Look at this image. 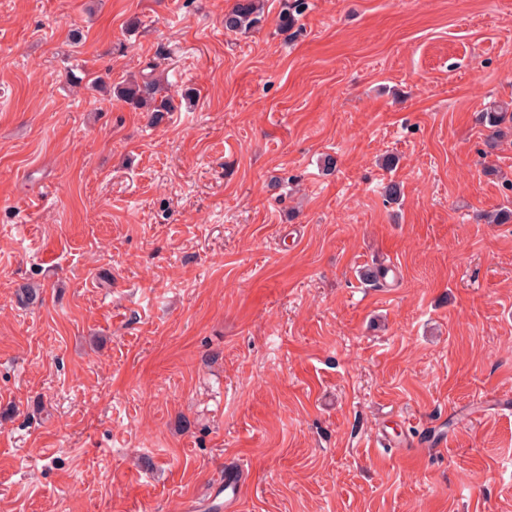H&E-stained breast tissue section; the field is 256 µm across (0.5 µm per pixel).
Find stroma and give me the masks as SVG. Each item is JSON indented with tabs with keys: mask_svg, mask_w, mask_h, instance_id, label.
<instances>
[{
	"mask_svg": "<svg viewBox=\"0 0 512 512\" xmlns=\"http://www.w3.org/2000/svg\"><path fill=\"white\" fill-rule=\"evenodd\" d=\"M233 3L0 0V512H512V0ZM265 16V0H235L224 13V29L246 32L261 26ZM307 8L306 0H283L279 14V29L287 32L295 25L297 17L302 15ZM162 91L161 80L146 76L119 86L117 96L135 110L144 109L146 112H153L155 119L158 120L162 118L164 112H172L175 108L172 97L162 95ZM224 481H213L209 493L204 498L192 499L185 505L189 512H222L225 508L235 507V489L242 480V469L227 468ZM209 510V511H206Z\"/></svg>",
	"mask_w": 512,
	"mask_h": 512,
	"instance_id": "stroma-1",
	"label": "stroma"
}]
</instances>
